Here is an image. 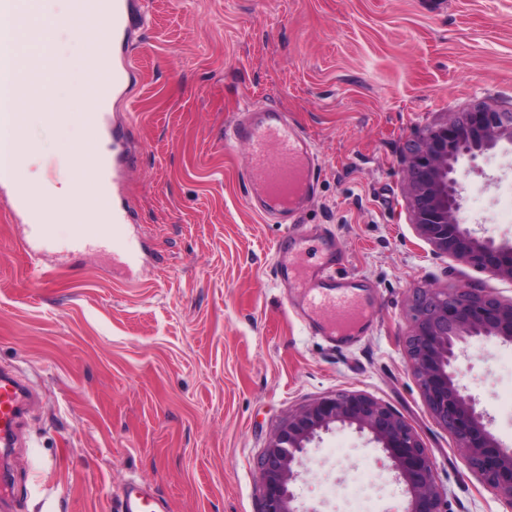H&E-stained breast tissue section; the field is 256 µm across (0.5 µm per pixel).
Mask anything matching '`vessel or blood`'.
<instances>
[{
	"instance_id": "obj_1",
	"label": "vessel or blood",
	"mask_w": 512,
	"mask_h": 512,
	"mask_svg": "<svg viewBox=\"0 0 512 512\" xmlns=\"http://www.w3.org/2000/svg\"><path fill=\"white\" fill-rule=\"evenodd\" d=\"M69 19L87 27L102 20L112 22L115 40H122L130 24L127 0H67ZM108 40H101L102 52L89 76L85 94L94 111L84 120L98 133H105L104 109L113 98L125 92L126 69L111 61ZM10 65L18 92H27L35 80L26 55L14 51ZM224 141L240 143L248 150L253 179L249 204L259 214L285 216L289 224L287 248L275 252L278 277L295 281L303 290L304 311L329 333L350 334L362 319L365 307L356 288L342 285L339 270L344 253L330 233L314 236L301 225L300 212L305 200L317 189V156L304 133L285 113L265 105L245 106L234 123L224 130ZM111 165L107 157H91L88 181L101 200H108ZM0 184L9 187L10 197L4 214L7 220L21 224L24 234L19 244L25 251L50 244L53 227L44 221V212L35 205L25 187L16 184L15 170L0 169ZM28 391L15 376L0 374V446L15 442L18 423L24 413ZM123 512H159L156 500L139 484L125 488Z\"/></svg>"
}]
</instances>
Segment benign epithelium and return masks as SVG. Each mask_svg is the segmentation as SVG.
I'll use <instances>...</instances> for the list:
<instances>
[{
    "label": "benign epithelium",
    "mask_w": 512,
    "mask_h": 512,
    "mask_svg": "<svg viewBox=\"0 0 512 512\" xmlns=\"http://www.w3.org/2000/svg\"><path fill=\"white\" fill-rule=\"evenodd\" d=\"M512 145V111L478 103L425 129L404 157V186L417 235L437 256L454 258L512 281V245L475 236L460 219L459 159L474 160L501 142ZM405 346L413 374L435 420L455 440L468 470L512 506V448L503 446L461 383L458 343L483 337L512 343V301L465 288L414 294ZM336 423L370 435L405 486L403 512H448V491L411 425L392 407L361 392L323 396L288 416L259 463L264 512H300L292 485L301 478L308 445Z\"/></svg>",
    "instance_id": "1"
}]
</instances>
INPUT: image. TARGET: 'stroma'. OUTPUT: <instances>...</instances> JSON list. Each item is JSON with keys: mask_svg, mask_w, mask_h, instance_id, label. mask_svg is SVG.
Listing matches in <instances>:
<instances>
[{"mask_svg": "<svg viewBox=\"0 0 512 512\" xmlns=\"http://www.w3.org/2000/svg\"><path fill=\"white\" fill-rule=\"evenodd\" d=\"M130 94L107 127L135 153L116 201L142 244L27 255L0 220V367L34 400L11 458L17 512H122L135 481L160 512H263L258 464L283 420L358 391L397 410L435 461L450 512H512L471 473L430 414L406 353L415 291L469 288L512 301V282L434 256L410 221L407 146L484 102L512 109V0H129ZM108 22L70 24L58 94L87 111L86 80ZM287 114L311 139L318 189L304 223L329 228L364 287L370 330L331 344L276 279L284 225L248 204V156L224 142L243 99ZM33 171L81 175L97 134L34 122ZM461 219L512 244V145L460 159ZM462 383L512 448V343L463 342ZM301 512H401L384 453L335 425L310 446Z\"/></svg>", "mask_w": 512, "mask_h": 512, "instance_id": "obj_1", "label": "stroma"}]
</instances>
